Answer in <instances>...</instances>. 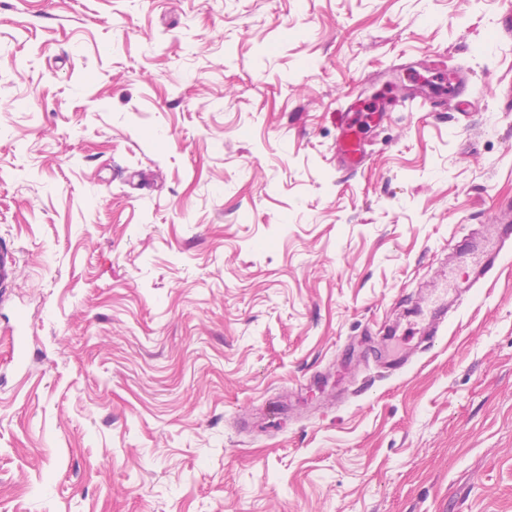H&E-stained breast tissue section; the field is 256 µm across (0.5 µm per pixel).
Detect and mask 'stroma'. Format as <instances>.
Masks as SVG:
<instances>
[{
	"label": "stroma",
	"mask_w": 512,
	"mask_h": 512,
	"mask_svg": "<svg viewBox=\"0 0 512 512\" xmlns=\"http://www.w3.org/2000/svg\"><path fill=\"white\" fill-rule=\"evenodd\" d=\"M511 4L0 0V512H512ZM342 122L337 150L338 165L349 170H356L363 164L365 151L361 139L355 133V110L351 106L340 111ZM512 216L509 212L506 217H498L488 226L487 242L480 249L464 250L457 271L453 272V279L459 288V280L468 281L470 288L479 284L493 271L505 258L504 248L512 241ZM461 272V275L458 274ZM457 288L454 292H457ZM18 263V252L6 244L0 245V295L2 297L16 281Z\"/></svg>",
	"instance_id": "1"
}]
</instances>
